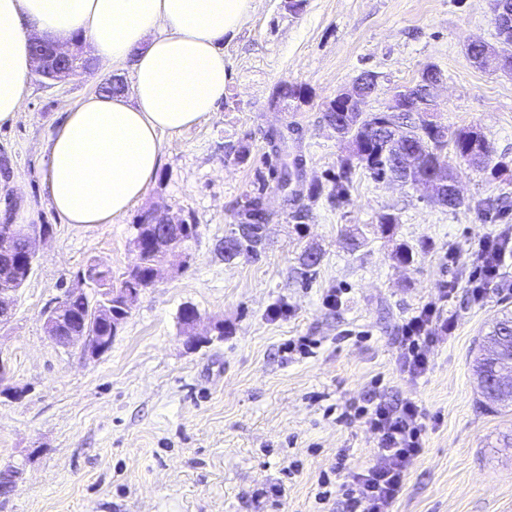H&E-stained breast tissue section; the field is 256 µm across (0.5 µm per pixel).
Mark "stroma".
<instances>
[{
  "label": "stroma",
  "instance_id": "obj_1",
  "mask_svg": "<svg viewBox=\"0 0 512 512\" xmlns=\"http://www.w3.org/2000/svg\"><path fill=\"white\" fill-rule=\"evenodd\" d=\"M491 0H257L241 28L226 36L230 79L219 109L162 137L156 183L112 224H65L42 184L43 150L63 113L104 82L101 72L50 83L31 75L24 107L0 126V212L14 224H45L12 320L0 327V358L21 398L0 395V468L23 464L17 490L0 512H343L338 461H376L374 435L354 410L414 398L427 416L424 447L389 512H512V406L490 412L472 371L480 336L500 310H512V261L501 284L473 301L464 283L484 237L512 226V76L477 68L474 39L495 43ZM444 75L434 119L481 128L500 177L461 167L463 206L436 204L423 185L375 180L355 169L343 199L330 195L346 152L324 118L326 104L357 75L372 71L379 90L371 112L424 65ZM282 84L304 100H274ZM280 132L302 155L305 219L271 175L268 140ZM247 145L237 163L230 147ZM262 195L271 215L258 257L224 260V237L247 198ZM506 199L491 219L477 200ZM156 207L195 222L189 262L169 260L98 358L49 340L42 314L76 284L90 262L120 274L132 265L133 226ZM394 215L392 233L380 217ZM360 236L349 250L346 239ZM413 263L397 262L398 244ZM320 251L300 273L306 249ZM456 285L452 298L443 288ZM338 295L331 306L327 295ZM433 304L444 322L428 347L430 369L410 382L398 365L401 326ZM199 320L186 328L183 306ZM329 479V500L317 497ZM282 485L280 496L269 495Z\"/></svg>",
  "mask_w": 512,
  "mask_h": 512
}]
</instances>
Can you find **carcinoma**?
<instances>
[{"label": "carcinoma", "mask_w": 512, "mask_h": 512, "mask_svg": "<svg viewBox=\"0 0 512 512\" xmlns=\"http://www.w3.org/2000/svg\"><path fill=\"white\" fill-rule=\"evenodd\" d=\"M325 120L336 127L349 149V155L341 160L332 188L338 197L346 194L355 166L367 170L375 179L414 183L436 168L449 165L448 154L451 153L465 164L484 161L485 166L491 167L494 177L501 173L499 167L490 166L492 149L485 135L474 125L451 131L426 123L421 112H360L345 124L342 115L336 112L334 101L326 105ZM401 150L405 151L406 164L399 167L396 154ZM303 168L302 156L296 155L291 159L282 158L275 170L277 188L295 205L303 196L313 198L322 191L317 184L310 185L305 193L292 189L293 182L302 181ZM269 220L262 197L248 198L238 212V224L224 236V261L229 263L242 256L258 255L264 246ZM151 223L152 213L146 210L134 224V229L145 240L133 265L118 277L106 273L108 287L114 292L93 302L83 297L68 302L61 311L65 320L80 327L88 326L99 336L112 335L111 323L119 324L129 315L119 306V300L124 295L137 296L149 287L156 271L166 261L161 247L148 240L147 225ZM30 273L25 263L13 267L0 280V285L20 288ZM505 369H512V312L495 318L482 338L473 363L481 403L492 412L512 406V376H501Z\"/></svg>", "instance_id": "1"}]
</instances>
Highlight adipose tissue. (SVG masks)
I'll return each mask as SVG.
<instances>
[{"instance_id":"ef3b65f1","label":"adipose tissue","mask_w":512,"mask_h":512,"mask_svg":"<svg viewBox=\"0 0 512 512\" xmlns=\"http://www.w3.org/2000/svg\"><path fill=\"white\" fill-rule=\"evenodd\" d=\"M256 0H0V124L21 111L32 37L87 40L100 67L130 66L131 93L92 95L45 146L44 188L66 224H109L155 183L163 133L216 112L229 80L218 48Z\"/></svg>"}]
</instances>
